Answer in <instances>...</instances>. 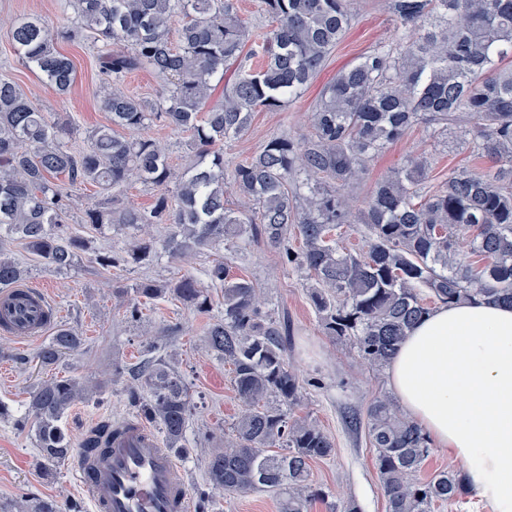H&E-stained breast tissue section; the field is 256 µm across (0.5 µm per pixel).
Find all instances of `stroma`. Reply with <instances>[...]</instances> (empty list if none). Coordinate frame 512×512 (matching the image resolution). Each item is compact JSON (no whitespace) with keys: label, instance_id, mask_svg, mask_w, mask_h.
Listing matches in <instances>:
<instances>
[{"label":"stroma","instance_id":"stroma-1","mask_svg":"<svg viewBox=\"0 0 512 512\" xmlns=\"http://www.w3.org/2000/svg\"><path fill=\"white\" fill-rule=\"evenodd\" d=\"M40 15L51 18L55 26L75 31V38L60 40L58 49L75 65V82L64 95H55L41 74L22 63L18 53L0 35V79L19 85L38 108L71 120L78 129V149H87V134L108 124L109 116L100 106L94 91L100 79L97 53L89 39L78 33L73 8H61L59 0H0V16ZM395 24L385 8V0H359L351 28L331 53L323 72L309 85L303 96L280 112L255 113L249 130L240 138L224 144V156L240 162L260 149L273 135L285 134L300 140L310 132L307 115L322 88L343 66L355 63L376 44L390 40ZM427 154L431 161L429 176L441 182L452 174L469 170L478 172L489 167L486 159L472 156L456 136L432 141L421 129H414L404 140L393 144L369 163L357 190L358 196L369 194L392 169L409 156ZM95 187L73 191V207L67 222L71 232L92 239L99 249L123 244L127 233L115 227L96 229L82 223L81 217L97 201ZM230 260L235 272L248 276L261 289L274 317L285 316L294 335L288 352L290 362L305 381L306 399L297 408L298 416H307L320 425L336 444V454L311 466V482L328 492L329 501L355 500L361 512H386V500L380 489L375 466V450L365 430L350 427L351 412L365 413L372 399L389 389L387 376L363 366L353 351L342 347L323 334L305 290V277L293 267L283 266L277 251L263 241L239 244L233 251L221 250L198 255L185 265L159 256L146 267L103 269L83 258L74 270L58 272L34 267L30 286L44 289L59 312L60 324L77 329L85 338L84 346L62 359L57 366L45 368L35 359L42 339L28 342L0 334V401L13 412L23 411L28 392L38 382L53 375H74L90 381H104L113 363L134 366L147 357V345L163 338L162 353L187 383L195 411L187 434L190 451L178 456L189 488L206 481L205 460L213 449L223 447L230 426L241 407L231 384L229 368L207 350L204 332L213 316L224 307V290L210 286L213 308L202 314L186 308L176 300L162 298L147 305L141 322L131 323L112 297L113 285L142 279L174 280L193 274L206 282V272L215 260ZM169 324L179 327L177 335L161 337ZM124 382L112 384L103 402L78 403L65 416L62 425L80 447L86 432L103 418L121 420L134 416L135 409L124 392ZM37 451L33 436L16 430L11 423L0 422V500L7 502L28 493L50 497L62 506L77 504L81 512H91V505L79 491L71 465L64 464L50 474L35 467ZM207 512H278L272 494L254 491L234 497L213 492Z\"/></svg>","mask_w":512,"mask_h":512}]
</instances>
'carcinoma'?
Listing matches in <instances>:
<instances>
[{
  "instance_id": "cac0c4a2",
  "label": "carcinoma",
  "mask_w": 512,
  "mask_h": 512,
  "mask_svg": "<svg viewBox=\"0 0 512 512\" xmlns=\"http://www.w3.org/2000/svg\"><path fill=\"white\" fill-rule=\"evenodd\" d=\"M64 3L74 8L79 28L101 42L99 96L110 124L88 132L91 146L77 154L69 145L72 123L52 119L18 85L0 80V291L32 271L8 252V240L23 241L35 262L57 271L76 268L90 253L102 267H119L147 264L160 251L188 260L262 240L283 264L304 271L324 333L376 372L434 305L512 306V65H504L512 59V0H387L398 38L376 45L323 87L310 112V136L270 137L235 164L229 179L224 142L248 131L255 113L280 112L300 97L344 38L357 0H261L270 28L257 40L235 0ZM0 31L55 94L69 91L75 68L56 47L68 32L41 16L0 19ZM231 66L222 96L212 99L214 81ZM144 69L162 81L158 104L119 88ZM156 123L189 136L191 163L178 178L163 148L144 133ZM419 124L431 139L456 131L472 154L492 162L490 170H463L428 190L427 159L409 158L365 199V251L343 248L335 230L354 223L367 163ZM133 179L173 188L147 208L117 204L112 192ZM87 185L103 197L84 210L81 223L137 232L125 248L98 252L68 230L70 189ZM229 193L237 197L234 207ZM154 224L166 225L163 239L151 236ZM293 231L298 251L288 247ZM207 276L224 287V313L208 324L205 343L230 366L242 411L224 447L207 457L206 486L228 494L263 489L277 497L278 512H311L325 501L311 484V464L336 448L316 421L291 416L304 386L288 359V319L273 318L256 284L224 261ZM168 295L199 313L212 307L209 289L191 274L112 289L130 322L141 320L143 305ZM36 304L26 292L0 299L7 311ZM82 345L78 332L60 327L36 358L53 367ZM126 373L142 391L138 415L159 425L165 447L187 453L195 405L179 372L152 356L134 368L112 364L110 380ZM106 388L98 382L88 397L80 379L52 377L30 390L20 416L0 401V421L34 432L37 466L47 473L74 451L63 418ZM352 422L365 426L376 449L387 512H431L461 496L459 470L420 478L430 439L394 396L375 397L365 419L355 415ZM116 433V423L101 419L83 447L103 448ZM0 512L60 508L53 499L33 498L0 503Z\"/></svg>"
}]
</instances>
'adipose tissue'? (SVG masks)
<instances>
[{
  "instance_id": "obj_1",
  "label": "adipose tissue",
  "mask_w": 512,
  "mask_h": 512,
  "mask_svg": "<svg viewBox=\"0 0 512 512\" xmlns=\"http://www.w3.org/2000/svg\"><path fill=\"white\" fill-rule=\"evenodd\" d=\"M387 380L432 444L462 463L466 489L512 512V307L437 306L409 331Z\"/></svg>"
}]
</instances>
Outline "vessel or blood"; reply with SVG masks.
Listing matches in <instances>:
<instances>
[{
  "mask_svg": "<svg viewBox=\"0 0 512 512\" xmlns=\"http://www.w3.org/2000/svg\"><path fill=\"white\" fill-rule=\"evenodd\" d=\"M72 468L93 512H190L182 470L143 422H126L108 448L79 449Z\"/></svg>",
  "mask_w": 512,
  "mask_h": 512,
  "instance_id": "obj_1",
  "label": "vessel or blood"
}]
</instances>
